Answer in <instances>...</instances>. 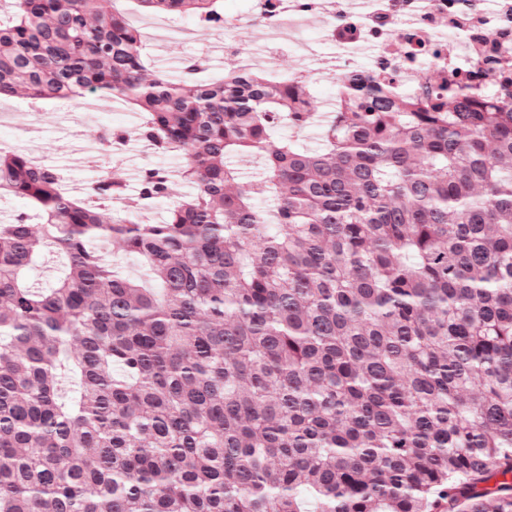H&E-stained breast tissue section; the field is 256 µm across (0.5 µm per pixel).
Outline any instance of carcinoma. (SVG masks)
Returning a JSON list of instances; mask_svg holds the SVG:
<instances>
[{
	"label": "carcinoma",
	"mask_w": 512,
	"mask_h": 512,
	"mask_svg": "<svg viewBox=\"0 0 512 512\" xmlns=\"http://www.w3.org/2000/svg\"><path fill=\"white\" fill-rule=\"evenodd\" d=\"M116 2L12 0L0 95L123 99L196 190L138 224L119 177L88 202L0 153L28 205L0 224V512H512V59L475 34L488 89L340 79L305 151L270 131L308 123V81L174 82ZM133 2L224 28L223 0ZM236 155L264 159L246 189ZM171 194L145 170L139 204Z\"/></svg>",
	"instance_id": "obj_1"
}]
</instances>
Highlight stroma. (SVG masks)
<instances>
[{
	"label": "stroma",
	"instance_id": "stroma-1",
	"mask_svg": "<svg viewBox=\"0 0 512 512\" xmlns=\"http://www.w3.org/2000/svg\"><path fill=\"white\" fill-rule=\"evenodd\" d=\"M128 19L139 30L153 68L171 78H180L190 59L201 61L209 77L223 76L237 64L235 57L214 54L209 49L211 41L233 39L232 30L202 35L194 33V24L187 18L133 12ZM328 24V18L320 14L306 17L301 37L307 50L302 54L283 46H271L261 34L245 47L258 70L309 76L310 90L317 102L316 116L300 129L279 125L272 135L294 140L299 147L311 151L323 146L325 118L336 110V76L326 67L327 62L336 58V48L328 37ZM141 122V114L118 99L45 100L35 106L20 92L0 97V149L36 155L41 165L55 169L62 176L66 187H79L84 197L89 196L92 185L101 176L118 174L126 184V195L109 201L108 207L120 212L125 210L128 198L138 194L141 170L163 168L176 174L183 164L177 152L161 155L151 148L142 154L132 152V145L140 140ZM110 127L125 129L128 137L121 145L108 150L97 136L99 131Z\"/></svg>",
	"mask_w": 512,
	"mask_h": 512
}]
</instances>
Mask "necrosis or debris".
<instances>
[{"instance_id":"1","label":"necrosis or debris","mask_w":512,"mask_h":512,"mask_svg":"<svg viewBox=\"0 0 512 512\" xmlns=\"http://www.w3.org/2000/svg\"><path fill=\"white\" fill-rule=\"evenodd\" d=\"M256 10L271 29L286 14H324L333 21L329 38L338 49L337 76L362 72L389 80L402 93L415 89L425 68L473 72L471 23L490 39L512 27V0H494L490 6L485 0H373L363 14L352 13L349 0H256ZM452 41L458 46L453 53L448 50ZM367 44L376 53L362 69L354 53Z\"/></svg>"}]
</instances>
